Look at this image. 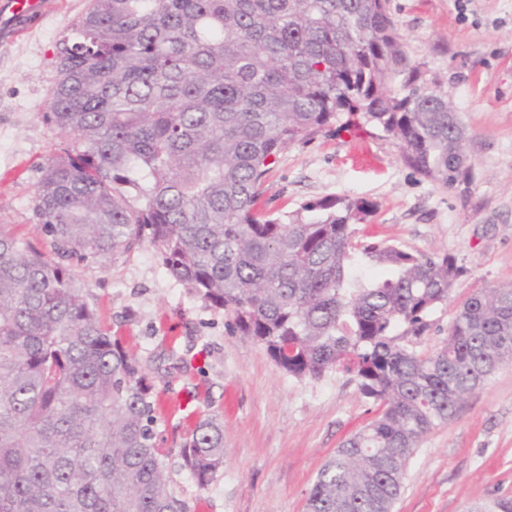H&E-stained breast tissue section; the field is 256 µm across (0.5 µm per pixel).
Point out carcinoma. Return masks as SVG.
I'll use <instances>...</instances> for the list:
<instances>
[{
	"mask_svg": "<svg viewBox=\"0 0 512 512\" xmlns=\"http://www.w3.org/2000/svg\"><path fill=\"white\" fill-rule=\"evenodd\" d=\"M387 4L90 0L43 113L80 144L35 189L55 257L0 229V512H187L172 453L201 489L224 466L219 414L160 445L155 378L70 271L136 242L289 377L344 372L377 406L319 469L307 512H392L424 437L512 359V284L467 298L423 355L412 338L463 273L452 256L359 240L363 199L256 207L279 153L341 114L431 182L473 184L467 129L418 85Z\"/></svg>",
	"mask_w": 512,
	"mask_h": 512,
	"instance_id": "cac0c4a2",
	"label": "carcinoma"
}]
</instances>
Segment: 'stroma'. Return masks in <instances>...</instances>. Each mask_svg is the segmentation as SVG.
<instances>
[{
    "mask_svg": "<svg viewBox=\"0 0 512 512\" xmlns=\"http://www.w3.org/2000/svg\"><path fill=\"white\" fill-rule=\"evenodd\" d=\"M54 3L24 37L0 41V225L38 247L39 168L76 147L43 114L57 46L88 0ZM388 8L420 68L421 86L447 95L471 134L469 193L415 173L397 140L356 120L283 150L259 206L283 214L326 196L363 199L373 212L358 226L361 237L453 255L464 272L415 341L419 353L429 354L442 345L464 298L512 283V0H388ZM72 274L111 331L137 343L157 386L179 377L168 355L176 343L195 385L188 411L224 418V467L207 489L177 459L169 461L189 512H305L318 470L375 414L348 375L298 382L261 344L228 335L224 312L173 277L149 243L73 267ZM509 496L510 361L415 449L393 512H468Z\"/></svg>",
    "mask_w": 512,
    "mask_h": 512,
    "instance_id": "obj_1",
    "label": "stroma"
}]
</instances>
